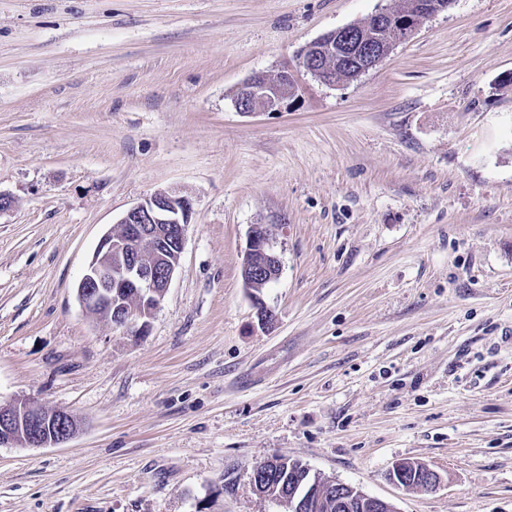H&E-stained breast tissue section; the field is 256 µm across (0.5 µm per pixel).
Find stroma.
I'll use <instances>...</instances> for the list:
<instances>
[{
	"instance_id": "stroma-1",
	"label": "stroma",
	"mask_w": 512,
	"mask_h": 512,
	"mask_svg": "<svg viewBox=\"0 0 512 512\" xmlns=\"http://www.w3.org/2000/svg\"><path fill=\"white\" fill-rule=\"evenodd\" d=\"M403 0H0V405L71 413L0 447V512H282L275 455L397 512H512V0H454L357 80L298 70ZM294 70L280 111L232 98ZM193 202L146 336L76 284L123 213ZM282 273L257 317L252 225ZM425 463L443 481L388 473ZM275 228L256 224L249 232L243 256V283L255 298L258 317L262 324L271 325L273 311L260 297L267 281H275L281 271V261L274 251ZM77 425L69 412L45 411L30 399L0 405V447L45 448L72 438ZM277 461L276 465L264 466V469L258 474L260 485L268 490L269 496L262 497L268 498L277 502L282 508L283 505L280 503L279 497L288 492H292V483H299L304 485V475L300 471L301 467H304L300 461L290 459L286 456H275ZM288 472L289 477L296 478L294 481L289 480L288 490ZM266 474V476L264 475Z\"/></svg>"
}]
</instances>
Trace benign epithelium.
I'll return each mask as SVG.
<instances>
[{"instance_id": "1", "label": "benign epithelium", "mask_w": 512, "mask_h": 512, "mask_svg": "<svg viewBox=\"0 0 512 512\" xmlns=\"http://www.w3.org/2000/svg\"><path fill=\"white\" fill-rule=\"evenodd\" d=\"M342 40L347 63L355 77L376 68L389 51L360 44L345 26L329 31L309 43L300 54V67L317 81L336 84L332 69L324 63L327 53ZM295 91L291 72L271 79L265 74L250 76L233 100L243 113L276 112ZM192 201L176 190H157L125 211L118 220L122 232L104 234L86 266L76 289L80 306L99 311L126 336L147 334L154 312L163 300L183 251L186 230L191 224ZM275 228L255 225L249 232L243 256V283L254 296L261 323L271 325L273 311L260 297L268 281L276 280L281 261L274 251ZM77 425L69 412H47L29 399L0 405V447L45 448L72 438ZM347 484L322 479L312 484L306 501L320 508L331 500L342 509L361 512H396L393 504L371 497L358 489L345 496Z\"/></svg>"}]
</instances>
